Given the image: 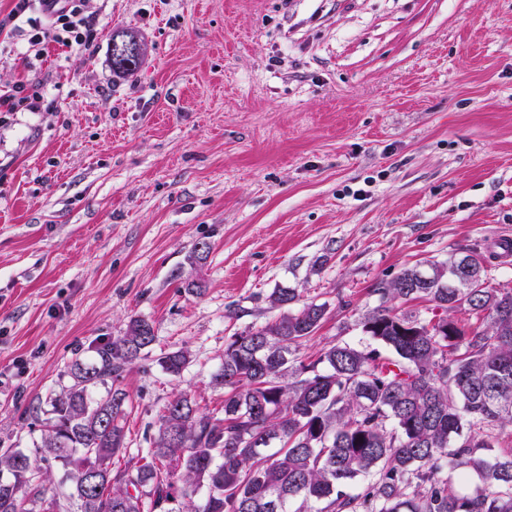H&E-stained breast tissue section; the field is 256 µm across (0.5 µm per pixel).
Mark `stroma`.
Segmentation results:
<instances>
[{
	"label": "stroma",
	"instance_id": "obj_1",
	"mask_svg": "<svg viewBox=\"0 0 512 512\" xmlns=\"http://www.w3.org/2000/svg\"><path fill=\"white\" fill-rule=\"evenodd\" d=\"M95 51L49 58L0 124V449L34 454L71 366L154 326L128 395L134 470L165 405L220 413L234 334L279 289L327 303L295 351L371 341L403 269L476 250L512 288V0H88ZM147 51L110 63L113 31ZM202 267L188 261L199 244ZM201 279V293L187 283ZM188 349L172 375L158 364Z\"/></svg>",
	"mask_w": 512,
	"mask_h": 512
}]
</instances>
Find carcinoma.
<instances>
[{"label":"carcinoma","mask_w":512,"mask_h":512,"mask_svg":"<svg viewBox=\"0 0 512 512\" xmlns=\"http://www.w3.org/2000/svg\"><path fill=\"white\" fill-rule=\"evenodd\" d=\"M482 256L452 255L424 272L407 268L375 289L378 305L361 322L379 344L361 350L338 342L288 368L292 348L323 323L327 305L299 301L292 290L269 296L287 309L277 319L231 337L213 382L224 387L223 415L185 396L164 408L156 446L135 473L112 474L125 449L127 394L91 390L122 377L154 342L152 323L133 319L123 335L91 347L71 367L72 383L51 398L39 458L0 454V512L57 506L33 484L61 466L78 512H512V446L494 449L495 432L512 425V289L486 285ZM423 299L425 312L401 305ZM469 311L486 327L455 318ZM188 352L160 359L178 374ZM45 466H40V463ZM458 478L477 474L471 495ZM358 478L363 492L347 491ZM205 488L201 504L194 502Z\"/></svg>","instance_id":"cac0c4a2"}]
</instances>
